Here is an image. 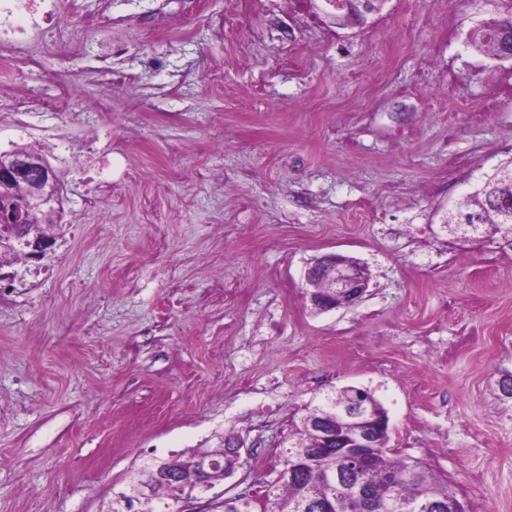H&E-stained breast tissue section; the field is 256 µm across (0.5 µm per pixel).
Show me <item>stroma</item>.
Instances as JSON below:
<instances>
[{
    "mask_svg": "<svg viewBox=\"0 0 512 512\" xmlns=\"http://www.w3.org/2000/svg\"><path fill=\"white\" fill-rule=\"evenodd\" d=\"M323 8L112 0L69 61L76 98L112 101L96 138L112 192L82 212L55 163L53 250L0 288V512H101L144 459L230 436L247 463L215 493L260 495L292 420L345 386L468 512H512V242L441 224L512 156V62L467 43L512 0H387L342 28ZM111 44L137 88L99 70ZM448 83L471 111L438 96ZM91 128L79 108L0 112V142L45 156V131L78 150ZM332 253L369 287L318 312L305 272Z\"/></svg>",
    "mask_w": 512,
    "mask_h": 512,
    "instance_id": "35a3bbf8",
    "label": "stroma"
}]
</instances>
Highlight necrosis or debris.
Returning a JSON list of instances; mask_svg holds the SVG:
<instances>
[{
  "label": "necrosis or debris",
  "mask_w": 512,
  "mask_h": 512,
  "mask_svg": "<svg viewBox=\"0 0 512 512\" xmlns=\"http://www.w3.org/2000/svg\"><path fill=\"white\" fill-rule=\"evenodd\" d=\"M109 9L110 0H99L98 8L84 14L80 28L76 29L58 9L55 0H0V69L11 67L15 59H23L28 66L40 69L43 81L57 90L50 99L42 98L29 89L22 90L11 100L13 111L65 112L75 106L71 72L63 66L43 68V56L50 50L66 61L85 54L88 50L86 33L103 26L109 18ZM19 13L29 15L35 22L34 35L27 36L15 29L13 18ZM67 160L75 166L84 183L83 210L98 212L102 198L112 190V181L105 176L104 165L85 163L73 153L68 154Z\"/></svg>",
  "instance_id": "4bbe7bcc"
}]
</instances>
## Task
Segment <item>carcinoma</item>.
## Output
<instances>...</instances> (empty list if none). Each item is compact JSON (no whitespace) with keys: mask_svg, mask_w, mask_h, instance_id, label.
Returning <instances> with one entry per match:
<instances>
[{"mask_svg":"<svg viewBox=\"0 0 512 512\" xmlns=\"http://www.w3.org/2000/svg\"><path fill=\"white\" fill-rule=\"evenodd\" d=\"M512 23V14L507 19H493L474 28L469 34V42L476 50L495 55L501 48V35L505 32L504 23ZM28 236H44L41 225L57 224V207L52 199L33 198L29 201ZM448 223L472 224L476 229L469 232L474 238H480L481 230L488 226L505 238L512 239V180L503 179L492 171L465 194L464 204L448 207ZM343 390L339 389L325 396L316 405L307 408L299 421L293 422L286 440V446L280 451L279 466L275 477L263 485L261 497L262 512H298L299 503L320 504L336 497V491L327 486L320 477V471L336 465V451L322 453L319 441L309 426V419L321 415L327 417L329 427L345 423V420L331 411L335 400L343 399ZM380 447L376 449L366 472V480L371 490V508L368 512H400L399 503L431 502L438 505L436 512H465L464 503L448 485V480L432 472L423 462L411 457L396 454L390 448V430H384L377 438ZM297 452L308 459L304 469L288 477L287 468L292 453ZM229 443L211 454V457L224 461V468L207 474L206 480L215 482L230 477L229 470L234 466ZM167 464L165 460L142 462L127 484L126 490L117 493L106 512H131L134 501L131 489L144 481L149 472ZM221 512H254L252 499L245 496L227 497L221 504Z\"/></svg>","mask_w":512,"mask_h":512,"instance_id":"cac0c4a2","label":"carcinoma"}]
</instances>
